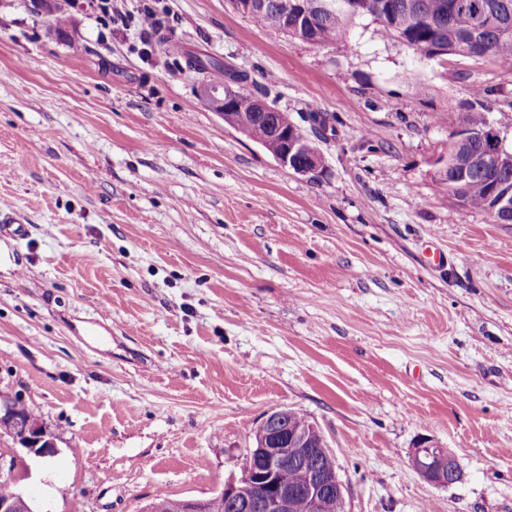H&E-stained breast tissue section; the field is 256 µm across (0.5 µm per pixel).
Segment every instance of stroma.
Returning <instances> with one entry per match:
<instances>
[{
    "instance_id": "stroma-1",
    "label": "stroma",
    "mask_w": 512,
    "mask_h": 512,
    "mask_svg": "<svg viewBox=\"0 0 512 512\" xmlns=\"http://www.w3.org/2000/svg\"><path fill=\"white\" fill-rule=\"evenodd\" d=\"M57 3L60 31L0 0V210L27 219L0 234V391L55 444L0 451L39 512L213 495L278 408L317 424L348 512H512V224L440 183L463 113L512 139V70L369 15L320 46L231 0ZM189 53L295 123L335 116L322 175L225 125ZM425 438L460 482L414 471Z\"/></svg>"
}]
</instances>
